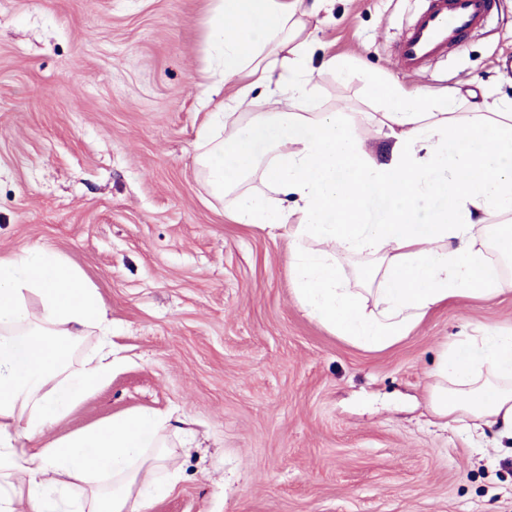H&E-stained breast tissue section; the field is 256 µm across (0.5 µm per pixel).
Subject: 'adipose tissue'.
<instances>
[{"instance_id":"obj_1","label":"adipose tissue","mask_w":512,"mask_h":512,"mask_svg":"<svg viewBox=\"0 0 512 512\" xmlns=\"http://www.w3.org/2000/svg\"><path fill=\"white\" fill-rule=\"evenodd\" d=\"M313 15L306 0H213L207 41L229 95L200 126L194 164L225 216L288 238L307 316L383 351L449 299L512 288V104L367 73L378 111L320 109L312 61L344 63L314 59ZM95 329L99 348L82 352ZM111 332L98 288L64 256H0V512H149L175 480L177 429L154 413L44 437L111 378ZM431 376L438 425L512 439V333L453 341Z\"/></svg>"}]
</instances>
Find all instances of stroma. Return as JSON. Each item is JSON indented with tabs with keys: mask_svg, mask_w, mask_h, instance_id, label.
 Listing matches in <instances>:
<instances>
[{
	"mask_svg": "<svg viewBox=\"0 0 512 512\" xmlns=\"http://www.w3.org/2000/svg\"><path fill=\"white\" fill-rule=\"evenodd\" d=\"M423 0H321L325 109L367 111L369 69L405 87L512 99V0L416 75L394 50ZM212 0H0V256L45 246L112 311L111 379L54 422L184 421L176 481L151 512H512V440L433 424L445 344L512 332V291L454 299L370 352L303 311L287 238L232 223L193 158Z\"/></svg>",
	"mask_w": 512,
	"mask_h": 512,
	"instance_id": "35a3bbf8",
	"label": "stroma"
}]
</instances>
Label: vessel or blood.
Wrapping results in <instances>:
<instances>
[{
  "instance_id": "1",
  "label": "vessel or blood",
  "mask_w": 512,
  "mask_h": 512,
  "mask_svg": "<svg viewBox=\"0 0 512 512\" xmlns=\"http://www.w3.org/2000/svg\"><path fill=\"white\" fill-rule=\"evenodd\" d=\"M495 0H427L396 45L401 68L416 72L445 58L462 39L477 35Z\"/></svg>"
}]
</instances>
